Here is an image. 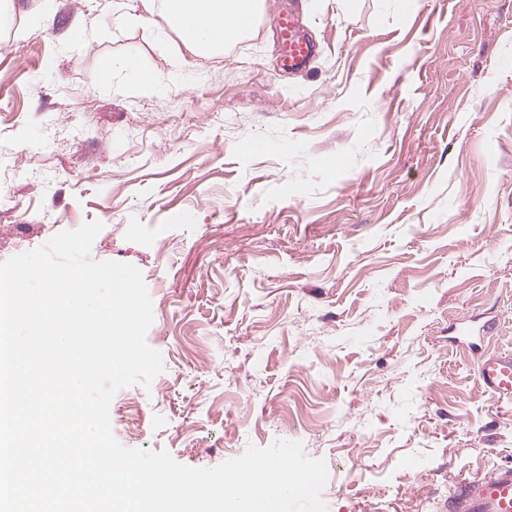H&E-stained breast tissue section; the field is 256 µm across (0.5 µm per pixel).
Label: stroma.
I'll return each mask as SVG.
<instances>
[{"label":"stroma","instance_id":"1","mask_svg":"<svg viewBox=\"0 0 512 512\" xmlns=\"http://www.w3.org/2000/svg\"><path fill=\"white\" fill-rule=\"evenodd\" d=\"M43 2L0 0V263L99 221L91 258L141 270L164 370L114 396L123 446L213 467L297 441L327 512H448L512 465L474 372L512 349V0H264L215 56L140 0L38 26ZM279 12L311 68L283 67ZM122 57L159 94L100 82Z\"/></svg>","mask_w":512,"mask_h":512}]
</instances>
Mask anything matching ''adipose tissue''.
<instances>
[{
    "label": "adipose tissue",
    "instance_id": "obj_1",
    "mask_svg": "<svg viewBox=\"0 0 512 512\" xmlns=\"http://www.w3.org/2000/svg\"><path fill=\"white\" fill-rule=\"evenodd\" d=\"M147 20H160L197 55L223 52L254 26L263 0H140Z\"/></svg>",
    "mask_w": 512,
    "mask_h": 512
}]
</instances>
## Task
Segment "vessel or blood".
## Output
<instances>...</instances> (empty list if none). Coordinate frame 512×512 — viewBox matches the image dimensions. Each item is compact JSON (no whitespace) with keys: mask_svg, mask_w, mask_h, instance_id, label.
Here are the masks:
<instances>
[{"mask_svg":"<svg viewBox=\"0 0 512 512\" xmlns=\"http://www.w3.org/2000/svg\"><path fill=\"white\" fill-rule=\"evenodd\" d=\"M285 66L300 69L314 59L309 41L301 37L292 17L278 15ZM475 372L482 387L501 401H512V351L485 353L477 357ZM449 512H512V466L464 480L448 501Z\"/></svg>","mask_w":512,"mask_h":512,"instance_id":"obj_1","label":"vessel or blood"}]
</instances>
